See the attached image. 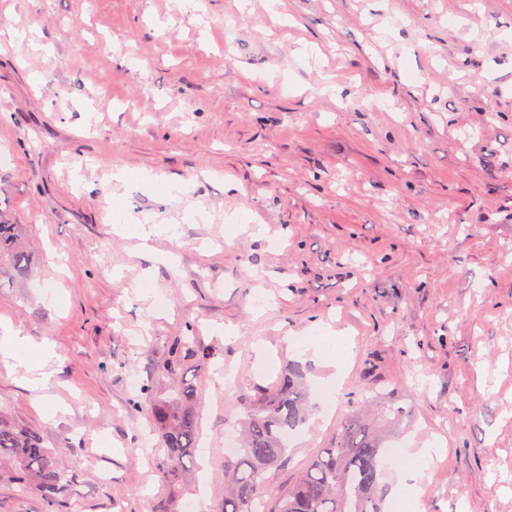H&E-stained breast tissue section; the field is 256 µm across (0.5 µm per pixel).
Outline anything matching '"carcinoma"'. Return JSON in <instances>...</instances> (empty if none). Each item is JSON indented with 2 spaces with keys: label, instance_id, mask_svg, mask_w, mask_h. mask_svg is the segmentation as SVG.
I'll use <instances>...</instances> for the list:
<instances>
[{
  "label": "carcinoma",
  "instance_id": "carcinoma-1",
  "mask_svg": "<svg viewBox=\"0 0 512 512\" xmlns=\"http://www.w3.org/2000/svg\"><path fill=\"white\" fill-rule=\"evenodd\" d=\"M31 251L22 225L0 219V289L25 276ZM210 358L189 334L169 342L156 364L153 380L172 381L174 393L155 400L151 424L158 434L159 470L169 482L183 479L185 459L197 447L199 426L193 409L194 387L180 378L193 360ZM241 448L224 464V506L221 512H254V503L268 494V471L277 466L288 441L305 421L307 392L300 365L290 363L276 386L256 403L244 402ZM387 453L384 439L352 414L334 445L316 455L297 480L275 498L270 512H384L388 487L382 481ZM12 481L36 491L47 512H59L71 487L44 439L15 422L0 407V482Z\"/></svg>",
  "mask_w": 512,
  "mask_h": 512
}]
</instances>
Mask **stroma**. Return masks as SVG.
Segmentation results:
<instances>
[{
	"instance_id": "stroma-1",
	"label": "stroma",
	"mask_w": 512,
	"mask_h": 512,
	"mask_svg": "<svg viewBox=\"0 0 512 512\" xmlns=\"http://www.w3.org/2000/svg\"><path fill=\"white\" fill-rule=\"evenodd\" d=\"M280 10L287 24L267 0L182 15L173 0H0V26L51 48L0 38V215L35 255L0 290V324L57 353L40 402L0 363V406L71 474L62 512L199 495L221 512L240 396L296 362L306 421L270 495L365 400L401 447L445 438L419 482L427 512H512V0ZM119 168L188 192L162 199ZM128 221L176 234L151 254L114 233ZM191 328L212 352L184 368L205 475L172 485L136 444L150 413L131 412L128 378L149 383ZM312 332L353 340V361L303 350ZM335 381L331 417L319 391Z\"/></svg>"
}]
</instances>
